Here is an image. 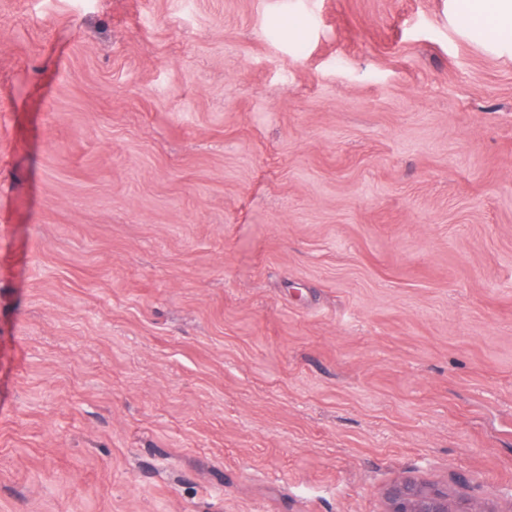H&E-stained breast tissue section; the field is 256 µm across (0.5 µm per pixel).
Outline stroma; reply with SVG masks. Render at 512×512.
<instances>
[{
    "instance_id": "1",
    "label": "stroma",
    "mask_w": 512,
    "mask_h": 512,
    "mask_svg": "<svg viewBox=\"0 0 512 512\" xmlns=\"http://www.w3.org/2000/svg\"><path fill=\"white\" fill-rule=\"evenodd\" d=\"M512 512V44L456 0H0V512ZM384 512H488L477 503L463 501L454 509L448 495V487L406 478L392 484L385 492Z\"/></svg>"
}]
</instances>
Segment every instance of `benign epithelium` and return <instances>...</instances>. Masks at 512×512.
I'll return each mask as SVG.
<instances>
[{"mask_svg":"<svg viewBox=\"0 0 512 512\" xmlns=\"http://www.w3.org/2000/svg\"><path fill=\"white\" fill-rule=\"evenodd\" d=\"M385 503L384 512H486L481 505L466 501L454 509L448 488L414 478L403 479L387 488Z\"/></svg>","mask_w":512,"mask_h":512,"instance_id":"obj_1","label":"benign epithelium"}]
</instances>
